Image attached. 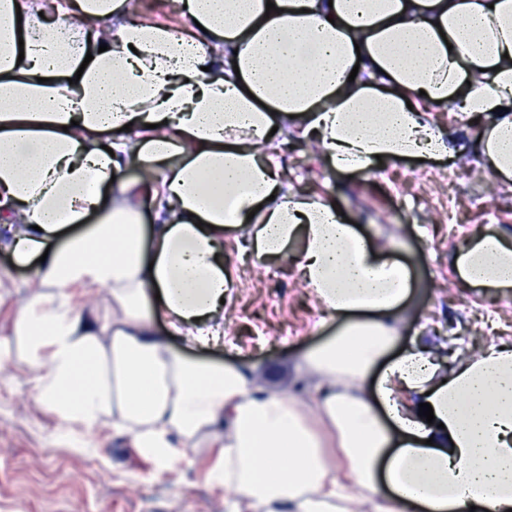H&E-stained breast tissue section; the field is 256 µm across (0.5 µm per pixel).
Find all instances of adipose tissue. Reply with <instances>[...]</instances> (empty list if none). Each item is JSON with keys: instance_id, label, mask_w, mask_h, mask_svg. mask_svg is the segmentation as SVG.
<instances>
[{"instance_id": "1", "label": "adipose tissue", "mask_w": 512, "mask_h": 512, "mask_svg": "<svg viewBox=\"0 0 512 512\" xmlns=\"http://www.w3.org/2000/svg\"><path fill=\"white\" fill-rule=\"evenodd\" d=\"M171 5L188 28L134 0H0V239L33 266L0 366L155 473L206 456L232 512H512V340L407 335L410 267L332 199L285 190L266 152L275 127L341 173L470 147L511 183L512 0ZM439 102L484 118L471 145L432 121ZM232 229L336 324L299 361L311 402L171 343H223ZM454 269L512 292V239L475 226Z\"/></svg>"}]
</instances>
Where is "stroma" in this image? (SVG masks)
I'll return each mask as SVG.
<instances>
[{
	"instance_id": "35a3bbf8",
	"label": "stroma",
	"mask_w": 512,
	"mask_h": 512,
	"mask_svg": "<svg viewBox=\"0 0 512 512\" xmlns=\"http://www.w3.org/2000/svg\"><path fill=\"white\" fill-rule=\"evenodd\" d=\"M276 156L292 188L334 197L369 236L400 249L418 285L405 312L411 329L434 341L452 333L472 348L512 336V295H479L455 281V254L474 226L512 232V187L480 172L475 153L337 173L316 144L285 133ZM224 252L234 287L224 345L207 359L246 362L259 384L274 389H304L296 362L334 323H321L292 266L254 262L233 231L224 235ZM31 275V266L0 250V336L25 302ZM208 466L200 456L155 478L111 432L75 444L46 415L21 368L0 373V512H230L232 496L210 486Z\"/></svg>"
}]
</instances>
